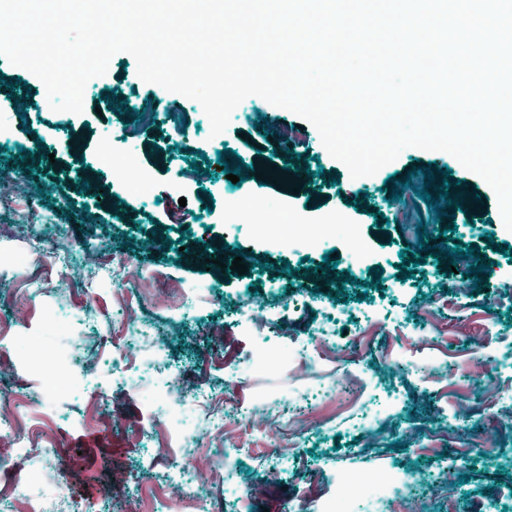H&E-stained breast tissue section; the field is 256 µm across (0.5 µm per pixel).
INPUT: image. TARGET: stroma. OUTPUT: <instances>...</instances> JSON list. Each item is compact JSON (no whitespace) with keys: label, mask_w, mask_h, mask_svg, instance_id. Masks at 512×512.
Masks as SVG:
<instances>
[{"label":"stroma","mask_w":512,"mask_h":512,"mask_svg":"<svg viewBox=\"0 0 512 512\" xmlns=\"http://www.w3.org/2000/svg\"><path fill=\"white\" fill-rule=\"evenodd\" d=\"M144 104L183 112L184 130L127 138L123 129ZM287 134L306 170L292 195L251 173L258 155L277 167L287 163ZM23 149L33 162L21 161ZM114 157L139 178L113 170ZM221 158L245 173L241 186L217 170ZM416 164L449 170L471 190L450 223L456 241L491 260L486 291L475 292L470 263L461 259L452 265L430 257L402 278L399 253L417 244L418 224L435 235L442 230L434 208L417 204L422 176L397 201L384 188ZM0 168L19 183L0 191V239L11 243L0 261V320L10 328L0 342V388L23 398L18 415L36 433L21 451L0 436V505L25 512L23 499L9 492L38 460L43 480L63 484L85 512H111L116 499L124 512H138L142 489L163 485L184 465L179 449L165 446L169 431L200 423L192 400L156 401L172 379L185 391L205 383L241 447L273 454L270 468L246 459L228 471L225 446L210 441L199 459L223 478L200 485L203 512H238L240 494L270 482L273 495L252 498L249 512H296L311 492L308 480L332 494L335 471L396 466L425 475L412 493L420 512H447L439 487L451 481L459 484L456 512H512V360L492 358L512 351V257L501 252L512 231L492 189L454 157L408 148L376 175L354 179L310 123L257 96L214 137L199 103L143 82L122 52L87 84L80 114L52 111L44 84L0 57ZM86 170L105 190L100 200L84 188ZM29 184L40 190L35 211ZM257 215L328 231L322 240L292 235L281 246L256 233ZM353 237L360 251L348 248ZM91 238L107 253L129 255L118 279H70L68 264L86 262ZM148 240L153 249H144ZM215 246L242 257L246 273L180 262L182 253ZM327 254L354 278L344 292L305 277ZM118 286L128 294L123 308L112 301ZM298 289L308 308L286 314ZM338 295L349 311L340 341L358 347L342 359L337 343L315 334L317 308ZM165 332L172 338L166 351L152 352L148 336ZM31 337L73 369L74 396L49 399ZM264 342L292 355L290 378L258 365ZM338 386L345 395L324 414L325 395ZM291 400L318 418L300 423L283 412L271 429L258 427L264 407ZM370 420L382 432L369 454L361 436ZM441 431L445 457L431 450Z\"/></svg>","instance_id":"obj_1"}]
</instances>
